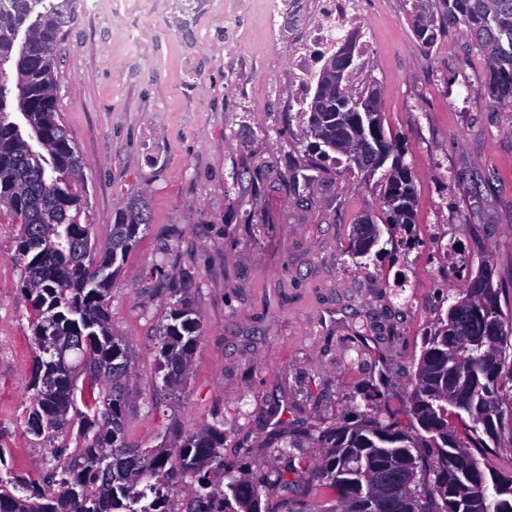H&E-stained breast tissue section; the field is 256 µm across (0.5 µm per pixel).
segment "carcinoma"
Returning <instances> with one entry per match:
<instances>
[{
  "mask_svg": "<svg viewBox=\"0 0 512 512\" xmlns=\"http://www.w3.org/2000/svg\"><path fill=\"white\" fill-rule=\"evenodd\" d=\"M73 0H0V206L19 221L16 255L32 307L34 349L25 410L26 433L50 439L78 424L76 448L46 479L0 475V512H172L182 489L184 512H272L262 503L264 476L244 475L214 486L209 466L221 464L224 424L192 432L174 452L125 443L131 367L124 340L112 330L108 300L114 277L149 223L135 198L98 254L93 225L81 222L85 185L81 159L59 123L54 65ZM413 34L432 46L459 28L484 53L488 72L480 90L512 103V0H412ZM354 67L349 43L326 57L315 92L300 113L313 138L309 151L335 153L350 168L381 172L388 230L411 233L415 183L398 139L387 135L378 91H360L337 74ZM383 230L372 216L353 225L351 251L368 257ZM479 264L467 287L452 297L445 317L422 339L411 384V423L368 415L356 427L316 431L325 448L314 467L298 463L278 474L308 472L306 485L279 512H304L309 490L335 495L329 512H512V478L487 462L491 449L512 442V335L501 306L503 289ZM465 320L468 331H455ZM200 322L185 296L159 330L163 383L182 384ZM85 377L97 395L77 385Z\"/></svg>",
  "mask_w": 512,
  "mask_h": 512,
  "instance_id": "cac0c4a2",
  "label": "carcinoma"
}]
</instances>
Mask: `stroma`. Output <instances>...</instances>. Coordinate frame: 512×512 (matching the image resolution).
<instances>
[{"instance_id": "obj_1", "label": "stroma", "mask_w": 512, "mask_h": 512, "mask_svg": "<svg viewBox=\"0 0 512 512\" xmlns=\"http://www.w3.org/2000/svg\"><path fill=\"white\" fill-rule=\"evenodd\" d=\"M372 57L350 84H377L417 189L416 248L353 256L352 227L381 215L380 187L345 165L313 167L288 87L290 47L261 0H76L57 50L59 122L83 164L85 222L105 243L129 202L141 227L112 284V328L132 374L125 440L175 444L220 420L225 478L323 454L310 431L367 409L404 418L423 336L488 261L512 295V106L468 84L488 67L462 31L422 47L409 0H361ZM234 24L225 27V16ZM466 260L446 268L434 233ZM17 226L0 212V447L36 477L74 445L25 432L31 314ZM188 292L201 335L185 381L162 385L159 328Z\"/></svg>"}]
</instances>
